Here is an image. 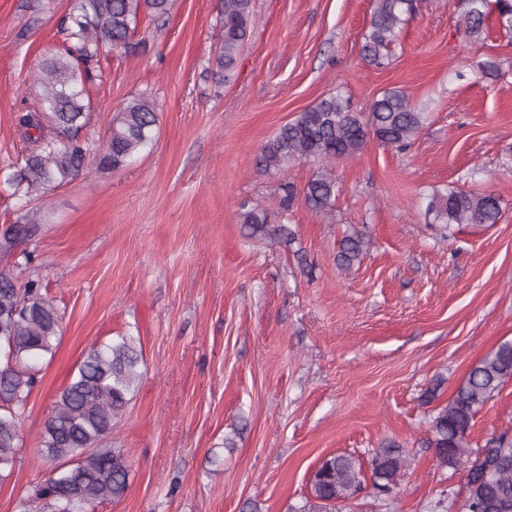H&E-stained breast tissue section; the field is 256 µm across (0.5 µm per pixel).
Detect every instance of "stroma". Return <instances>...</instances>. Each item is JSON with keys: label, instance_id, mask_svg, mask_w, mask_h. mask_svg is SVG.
Here are the masks:
<instances>
[{"label": "stroma", "instance_id": "obj_1", "mask_svg": "<svg viewBox=\"0 0 512 512\" xmlns=\"http://www.w3.org/2000/svg\"><path fill=\"white\" fill-rule=\"evenodd\" d=\"M71 5L0 0L1 179L21 160L16 117L38 101L36 76ZM252 5L250 36L222 83L211 73L222 0H172L164 20L140 19L145 53L100 51L83 137L105 141L117 112L146 93L155 141L120 170L35 193L31 263L0 256V270L39 281L62 317L37 362L0 512H32L57 395L89 347L122 335L141 351V377L103 444L126 449L129 487L96 512H288L323 460L365 464L390 443L411 459L397 493L365 492L336 512H446L463 493V475L439 468L425 441L437 404L512 341V35L491 16L470 40L457 0H417L392 62L376 68L360 55L374 0ZM489 58L502 71L494 81L479 73ZM389 89L427 115L413 145L372 139L333 162L332 210L295 203L291 244L248 237L241 209L278 211L282 184L303 188L321 168L302 159L258 175L266 140L324 96L363 111ZM451 187L499 196L498 223L443 230L427 205ZM352 229L368 250L343 271L336 253ZM508 426L512 380L477 414L471 439L484 445Z\"/></svg>", "mask_w": 512, "mask_h": 512}]
</instances>
